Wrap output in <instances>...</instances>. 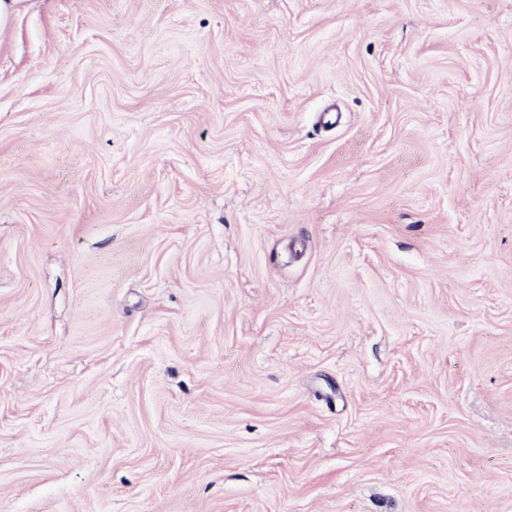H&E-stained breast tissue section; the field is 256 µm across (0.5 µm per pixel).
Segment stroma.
Here are the masks:
<instances>
[{
  "label": "stroma",
  "mask_w": 512,
  "mask_h": 512,
  "mask_svg": "<svg viewBox=\"0 0 512 512\" xmlns=\"http://www.w3.org/2000/svg\"><path fill=\"white\" fill-rule=\"evenodd\" d=\"M0 512H512V0H32Z\"/></svg>",
  "instance_id": "35a3bbf8"
}]
</instances>
